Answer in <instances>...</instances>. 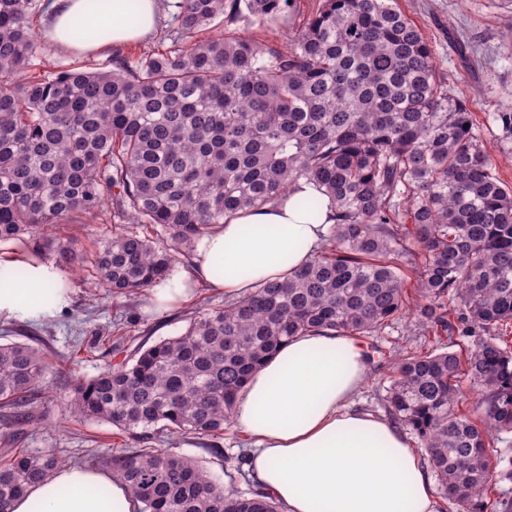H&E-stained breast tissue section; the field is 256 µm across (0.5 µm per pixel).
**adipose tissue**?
<instances>
[{
    "label": "adipose tissue",
    "instance_id": "adipose-tissue-1",
    "mask_svg": "<svg viewBox=\"0 0 512 512\" xmlns=\"http://www.w3.org/2000/svg\"><path fill=\"white\" fill-rule=\"evenodd\" d=\"M86 2L50 0L44 30L50 48L95 53L109 42L146 38L161 18V0H137L139 20L126 25L128 0H112L111 14L91 18L76 43L70 29ZM313 192L307 181H298L274 204L212 226L199 239L189 268L151 288L152 306L172 309L198 283L239 297L304 265L334 222L329 207L314 217L299 207V199ZM71 301L59 266L0 243V322L48 320ZM367 372L354 338L326 330L281 346L239 393L234 426L249 442L250 474L282 512H437L429 473L404 433L355 404ZM104 484L110 487L106 496L97 492ZM136 510L121 482L65 467L15 499L9 512Z\"/></svg>",
    "mask_w": 512,
    "mask_h": 512
}]
</instances>
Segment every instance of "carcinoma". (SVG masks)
<instances>
[{"mask_svg":"<svg viewBox=\"0 0 512 512\" xmlns=\"http://www.w3.org/2000/svg\"><path fill=\"white\" fill-rule=\"evenodd\" d=\"M170 45L101 64L46 67L39 0H0V241L70 268L63 237L101 220L92 287L140 295L188 265L200 236L275 202L299 179L336 223L285 280L197 308L185 330L83 378L64 403L78 424L123 438L100 465L138 512H278L234 485L247 452L220 447L250 374L293 336L379 335L410 315L423 341L398 354L386 409L424 448L454 512H512V186L496 176L472 112L448 94L432 50L397 0H322L279 48L236 24L288 15L293 0H174ZM512 140V105L493 113ZM414 280L408 288L407 279ZM129 321L97 337L121 351ZM60 369L40 336L0 343V512L60 468L21 447ZM473 385L467 396L461 382ZM168 448H153L159 432ZM208 448L231 482L176 451Z\"/></svg>","mask_w":512,"mask_h":512,"instance_id":"carcinoma-1","label":"carcinoma"}]
</instances>
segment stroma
Returning a JSON list of instances; mask_svg holds the SVG:
<instances>
[{
  "mask_svg": "<svg viewBox=\"0 0 512 512\" xmlns=\"http://www.w3.org/2000/svg\"><path fill=\"white\" fill-rule=\"evenodd\" d=\"M400 7L424 31L434 57L438 76L447 78L455 97L473 114L478 136L487 147L504 183L512 185V144L501 143V133L490 116L501 104L512 102V5L504 0H398ZM319 0H296L288 18L251 27L250 35L259 41L284 42L286 34L301 27L318 8ZM73 303L57 317L36 323L35 328L48 346L64 361L75 365L84 377L96 375L114 363L109 348L95 340L96 332L108 329L117 307L105 291L85 288L82 275L71 277ZM222 293L209 288L197 289L195 297L171 313L155 311L147 295L126 301L136 322L128 332L132 344L153 343L180 334L192 312L200 304L223 302ZM410 322L401 318L382 335L364 339L363 347L378 345L370 362V374L356 396L364 410L384 414L389 385L391 357L395 350L409 347ZM48 399L40 406L41 419L26 442L29 451L51 452L63 465L92 460L120 445L111 424L65 421L61 403L69 392L67 374H59L49 383Z\"/></svg>",
  "mask_w": 512,
  "mask_h": 512,
  "instance_id": "1",
  "label": "stroma"
}]
</instances>
